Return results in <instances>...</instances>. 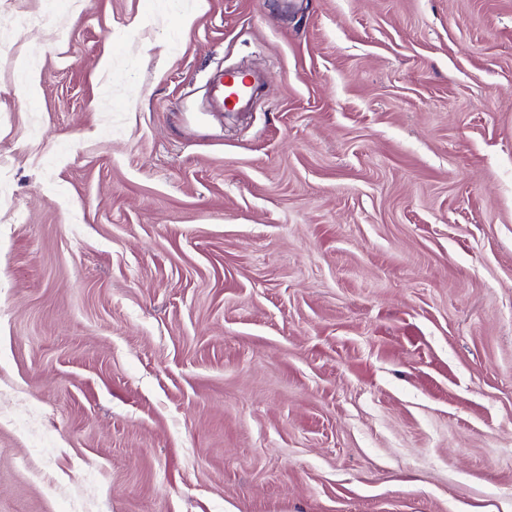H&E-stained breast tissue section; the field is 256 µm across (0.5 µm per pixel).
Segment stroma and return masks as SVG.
Masks as SVG:
<instances>
[{
	"mask_svg": "<svg viewBox=\"0 0 512 512\" xmlns=\"http://www.w3.org/2000/svg\"><path fill=\"white\" fill-rule=\"evenodd\" d=\"M0 512H512V0H0ZM253 78L234 71H225L223 81L217 80L213 82V93L220 91L223 95L224 106L227 107L229 102L239 105L250 94Z\"/></svg>",
	"mask_w": 512,
	"mask_h": 512,
	"instance_id": "35a3bbf8",
	"label": "stroma"
}]
</instances>
